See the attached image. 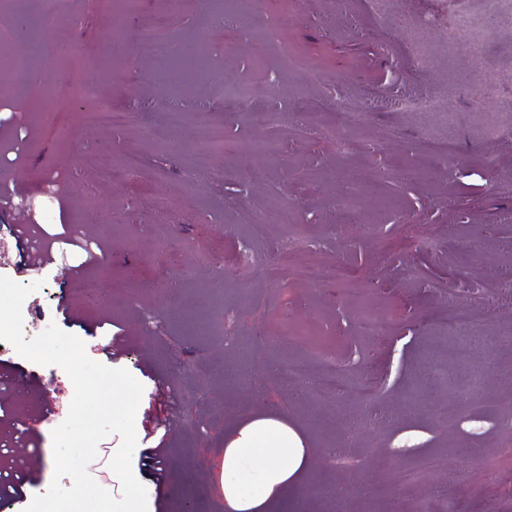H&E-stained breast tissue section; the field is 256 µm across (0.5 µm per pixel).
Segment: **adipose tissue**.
Returning a JSON list of instances; mask_svg holds the SVG:
<instances>
[{"label": "adipose tissue", "instance_id": "adipose-tissue-1", "mask_svg": "<svg viewBox=\"0 0 512 512\" xmlns=\"http://www.w3.org/2000/svg\"><path fill=\"white\" fill-rule=\"evenodd\" d=\"M256 465L254 490L243 487L246 462ZM311 465L302 436L277 418L250 415L224 435L219 512H268L301 489V477Z\"/></svg>", "mask_w": 512, "mask_h": 512}]
</instances>
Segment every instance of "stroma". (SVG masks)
<instances>
[{"label": "stroma", "instance_id": "35a3bbf8", "mask_svg": "<svg viewBox=\"0 0 512 512\" xmlns=\"http://www.w3.org/2000/svg\"><path fill=\"white\" fill-rule=\"evenodd\" d=\"M166 11L167 0H143L139 19L125 22L118 0H57L58 29L72 24L77 35L66 51L39 60L35 86L17 99L26 153L13 200L26 202L32 222L46 229L65 218L102 235L104 260L64 294L61 267L75 263L71 248L54 243L48 264L28 267L0 223V275L41 284L23 304L26 337L52 323L78 336L91 359L143 384L140 411L167 390L174 422L160 426L165 479L146 482L148 512H183L189 500L196 512H216L224 432L243 410L288 420L312 453L301 495L276 512H336L324 491L349 479L363 491L348 512H408L416 500L425 512H512V425L495 409L475 413L466 396L478 369L484 397L512 391V251L490 232L512 217V26L487 28L482 0H259L246 38L234 28L215 32L212 0H185L178 40L207 36L216 61L209 75L190 80L192 97L212 101L223 85L247 83L284 112L310 113L322 128L369 143L351 158L324 137L271 141L267 126L241 110L222 113L230 147L214 155L170 129L163 65L140 49L144 24ZM460 16L473 19L482 45L481 55L461 61L444 50L448 25ZM230 49L237 67L228 74L222 60ZM292 52L310 70H292ZM490 65L503 88L480 111L467 84ZM46 89L56 104L43 116ZM407 92L430 95L436 109L396 107ZM102 99L149 114L156 137L142 138L134 124L89 122ZM342 102L350 112H338ZM447 135L453 159L422 163L423 143ZM262 141L265 152L249 151ZM87 156L113 169L112 180H94ZM129 156L139 164L127 176ZM257 168L266 180L253 178ZM357 172L365 179L348 219L338 203ZM158 199L167 212L153 209ZM274 203L288 223H259ZM297 237L316 251L293 254L271 277L282 245ZM248 249L258 259L244 267ZM312 260L342 266L362 296L310 281ZM66 300L82 322L64 318ZM452 305L485 308L464 354L443 324ZM365 306L389 324L388 334L361 336L356 318ZM105 319L121 324L124 353L104 352L96 325ZM486 332L502 339L491 361L480 339ZM314 344L353 362L338 399H317L309 378L285 392L267 369L309 359ZM0 366L8 373L0 390L27 427V446L45 459L21 499L0 509L25 512L54 480L52 432L70 379L6 342ZM39 379L50 390L35 396L29 386ZM366 384L375 393L370 406L360 395ZM431 458L438 465L426 485L411 491L398 482L397 473Z\"/></svg>", "mask_w": 512, "mask_h": 512}]
</instances>
